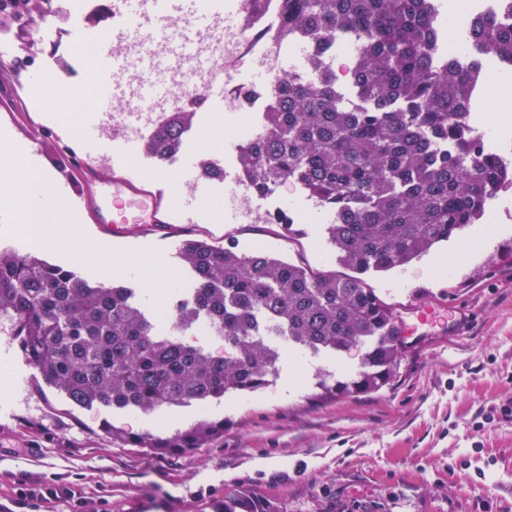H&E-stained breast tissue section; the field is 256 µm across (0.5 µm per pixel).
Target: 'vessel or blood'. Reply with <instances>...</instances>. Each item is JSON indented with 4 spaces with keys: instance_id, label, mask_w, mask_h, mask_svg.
Segmentation results:
<instances>
[{
    "instance_id": "vessel-or-blood-1",
    "label": "vessel or blood",
    "mask_w": 512,
    "mask_h": 512,
    "mask_svg": "<svg viewBox=\"0 0 512 512\" xmlns=\"http://www.w3.org/2000/svg\"><path fill=\"white\" fill-rule=\"evenodd\" d=\"M175 13L185 15L197 28L209 21L207 15L194 11L191 0H117L103 30L75 31L76 43L87 52L94 68L96 110L101 118L111 116L116 81L130 65L146 73L192 61L207 67V59H193L189 33L167 26V18ZM121 36L145 43L160 40L165 49L159 54L141 55L133 62L115 47L116 38ZM6 73L7 80L0 82V119L14 126L21 155L37 154L45 128L30 104L52 91L53 82L50 76L28 72L17 63L7 67ZM82 139L84 146L79 149L68 139L56 137L55 167L62 185L83 210L86 223L112 228L143 224L164 233L177 215L191 214L202 205L201 193L181 192L182 185L199 182L192 163H184L174 176L159 171L146 177L137 164L138 141L125 140V156L116 159L108 150L99 156L93 154V147L101 143L99 127L86 128Z\"/></svg>"
}]
</instances>
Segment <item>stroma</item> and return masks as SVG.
I'll return each instance as SVG.
<instances>
[{"label":"stroma","mask_w":512,"mask_h":512,"mask_svg":"<svg viewBox=\"0 0 512 512\" xmlns=\"http://www.w3.org/2000/svg\"><path fill=\"white\" fill-rule=\"evenodd\" d=\"M66 88L75 118L38 101L46 127L80 141L93 113L92 67L79 45ZM495 94L476 118L489 150L512 160V133L494 114L512 110V66L486 77ZM490 222L466 228L408 265L365 274L367 287L402 318L413 304L432 303L435 323L406 343L393 381L381 390L326 395L321 376L360 369V351L342 358L300 351L284 356L270 383L253 394L170 406L152 413L81 407L46 385L25 358L8 317L0 316V502L18 478L76 483L87 497L106 498L112 512H222L245 497L265 512H512V189L491 197ZM98 247L145 250L173 275L166 288L146 287L140 269L101 271L61 244L42 250L51 263L83 278L135 290L146 313L169 309L192 277L173 249L190 238L240 251L264 250L318 271L345 275L325 225L226 224L199 208L171 238L125 226L121 237L87 227ZM206 418L224 434L205 447L152 456L113 442L114 425L132 433H171Z\"/></svg>","instance_id":"obj_1"}]
</instances>
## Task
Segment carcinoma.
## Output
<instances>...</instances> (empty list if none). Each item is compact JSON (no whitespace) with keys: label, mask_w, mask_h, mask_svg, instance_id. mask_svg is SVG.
Here are the masks:
<instances>
[{"label":"carcinoma","mask_w":512,"mask_h":512,"mask_svg":"<svg viewBox=\"0 0 512 512\" xmlns=\"http://www.w3.org/2000/svg\"><path fill=\"white\" fill-rule=\"evenodd\" d=\"M283 2L291 31L319 39L344 28L361 39L355 84L369 107L346 110L327 78H279L263 135L240 153L253 189L301 183L336 212L329 238L360 274L406 265L481 223L488 199L512 187V162L465 133L482 64L455 56L434 64V0ZM465 36L480 55L512 64V0H499L493 15H473ZM191 122V113H176L147 140V152L160 161L178 153ZM448 139L455 151L438 155ZM180 257L193 288L171 307L166 332L132 301L133 289L91 282L9 246L0 248V315L41 378L83 407L153 412L256 392L284 354L269 336L313 355L363 349L358 376L329 385L332 392L375 390L392 378L402 348L395 316L361 278L194 239ZM202 322L224 341V355L182 339ZM107 430L124 446L167 454L210 443L224 423L200 420L171 435Z\"/></svg>","instance_id":"cac0c4a2"}]
</instances>
